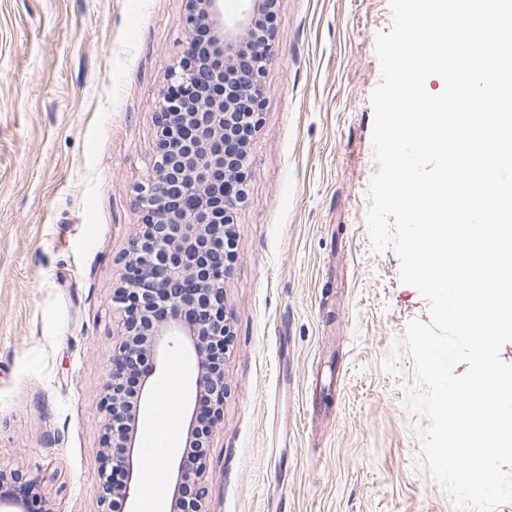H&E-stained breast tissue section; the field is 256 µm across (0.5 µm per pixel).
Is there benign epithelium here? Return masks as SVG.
<instances>
[{
  "label": "benign epithelium",
  "mask_w": 512,
  "mask_h": 512,
  "mask_svg": "<svg viewBox=\"0 0 512 512\" xmlns=\"http://www.w3.org/2000/svg\"><path fill=\"white\" fill-rule=\"evenodd\" d=\"M185 56L159 91V136L153 170L137 188L138 232L119 257L112 303L120 310L112 346L109 381L100 401L104 413L100 503L112 512L140 486L139 410L156 388L159 360L174 346L189 352L196 366V401L184 412L192 439L207 434L224 416V357L231 328L224 316L227 267L224 228L233 223L239 153L247 151L261 120L263 78L272 38L258 36L254 12L224 13V0H188ZM205 28L212 42L195 41ZM220 85V101L203 99ZM195 200L192 209L182 198ZM206 452L184 454L172 474L169 512H206L203 478ZM22 477L0 468V507L31 512Z\"/></svg>",
  "instance_id": "obj_1"
}]
</instances>
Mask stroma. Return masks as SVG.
<instances>
[{
	"label": "stroma",
	"mask_w": 512,
	"mask_h": 512,
	"mask_svg": "<svg viewBox=\"0 0 512 512\" xmlns=\"http://www.w3.org/2000/svg\"><path fill=\"white\" fill-rule=\"evenodd\" d=\"M277 5L224 285L207 510L453 512L417 464L418 383L395 348L429 304L365 222L389 0ZM187 14V0H0V466L53 512L100 509L117 259Z\"/></svg>",
	"instance_id": "1"
}]
</instances>
